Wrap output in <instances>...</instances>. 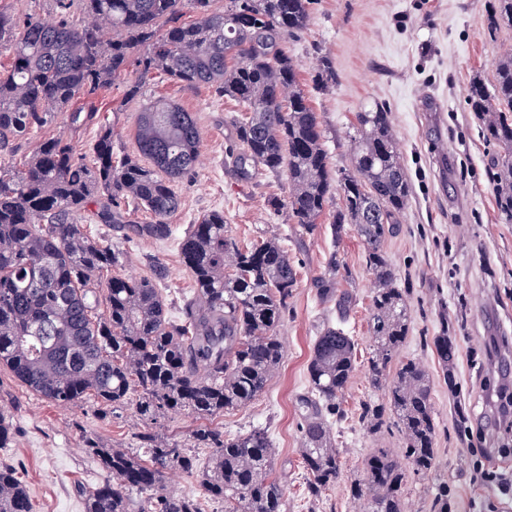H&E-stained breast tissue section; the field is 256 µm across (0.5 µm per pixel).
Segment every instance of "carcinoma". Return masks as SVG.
I'll use <instances>...</instances> for the list:
<instances>
[{"label": "carcinoma", "mask_w": 512, "mask_h": 512, "mask_svg": "<svg viewBox=\"0 0 512 512\" xmlns=\"http://www.w3.org/2000/svg\"><path fill=\"white\" fill-rule=\"evenodd\" d=\"M85 19L70 20L75 3ZM55 0L53 23L30 15L22 29L0 12V48L10 55L0 72V363L28 390L59 405L91 394L103 408L135 400L139 419L152 425L172 414L202 421L191 448L209 450L199 470L190 448L147 429L141 448H112L89 439L86 451L105 479L84 499V512H202L190 495L163 491L170 467L194 474L203 495L224 512H288L284 485L273 473L267 431L234 436L208 425L224 411L261 395L279 369V327L298 279L297 266L274 237L241 245L224 230V211L212 210L178 242L193 284L192 297L172 316L155 279L112 274L125 245L144 236L165 241L167 219L179 208L175 183L199 161L200 131L191 113L159 99L140 112L137 154L116 156L112 127L104 126L88 164L68 141L44 140L25 160L17 146L53 122L74 100L107 90L135 66L127 96H139L155 73L187 85H206L217 98L241 106L240 149L234 162L250 178L263 169L286 173L284 205L305 230L314 229L333 198L342 199L329 224L333 240L353 230L373 276L369 383L385 401L364 404L360 422L374 433L391 414L404 435L400 455L376 450L350 495L364 512H405L406 468L426 478L436 469V422L430 376L415 360L387 373L409 328L405 291L383 250L390 223L413 189L400 161L384 107L357 113L352 170L330 165L319 114L298 79L287 39L310 22L311 0ZM196 14L181 21L184 10ZM489 28L512 27V0H496ZM467 104L483 120L484 138L505 154L491 161L497 206L512 222V52L496 66L493 89L473 79ZM149 212L140 224L127 201ZM123 231L119 242L95 234L86 220ZM336 255L316 281L324 301L346 317L352 296L339 290L347 274ZM443 368L456 346L436 337ZM355 370V341L328 325L316 337L308 386L297 398L305 489L312 497L334 485L341 461L332 423L343 418L341 398ZM145 495L134 505L132 494ZM17 472L0 464V512H33Z\"/></svg>", "instance_id": "obj_1"}]
</instances>
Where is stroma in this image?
Instances as JSON below:
<instances>
[{
	"instance_id": "stroma-1",
	"label": "stroma",
	"mask_w": 512,
	"mask_h": 512,
	"mask_svg": "<svg viewBox=\"0 0 512 512\" xmlns=\"http://www.w3.org/2000/svg\"><path fill=\"white\" fill-rule=\"evenodd\" d=\"M494 0H313L308 28L288 40L299 80L319 113L329 160L336 170L352 167L351 136L357 112L382 105L413 187L407 208L395 216L384 250L405 289L410 323L397 358L414 359L430 374L436 421V472L432 479L409 476L404 498L409 512H433L439 484L448 486L451 512H512V492L481 484L498 466L496 449H512V416L505 414L500 387L512 390V223L500 215L489 178L491 157L502 149L486 141L482 121L466 102L473 79L492 85L498 58L512 48V28L487 30ZM329 60L336 80L318 86L321 60ZM127 77L102 95L75 101L93 120L70 124L61 115L22 143L31 155L44 139L65 134L82 154H90L102 124L112 125L114 151H136L135 127L144 99H166L191 112L202 130V164L180 180V206L169 217L172 237L141 241L117 272L148 277L162 264L161 288L168 302L193 291L177 240L207 211L224 212L225 228L239 244L277 235L298 266V283L279 328L285 355L265 391L249 404L217 418L225 434L260 428L272 443L274 472L281 477L288 512H357L349 493L362 478L375 450L402 448L404 438L393 416L377 434L360 423L366 402L381 392L369 385L373 351L369 331L373 280L364 246L355 232L333 242L329 217L314 230L294 224L287 209L286 175L257 171L241 178L233 162L239 149L238 105L216 98L204 85L189 86L155 76L143 98L126 96ZM337 255L349 276L341 287L353 296L347 319L334 303L322 301L315 281ZM342 323L357 342L354 375L342 397L346 420L333 426L342 463L341 476L318 499L303 490L297 398L307 386L313 346L326 323ZM449 334L456 345L451 373L438 362L434 339ZM0 410L14 427V440L0 448V462L16 467L34 512H84L83 495L104 479L85 441L93 437L117 448L137 447L144 425L132 406L111 411L94 399L63 408L27 390L0 365Z\"/></svg>"
}]
</instances>
